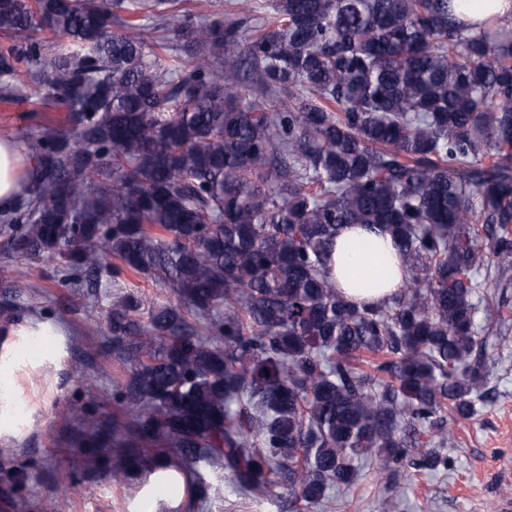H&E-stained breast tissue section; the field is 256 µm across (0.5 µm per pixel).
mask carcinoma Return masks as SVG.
<instances>
[{
	"mask_svg": "<svg viewBox=\"0 0 512 512\" xmlns=\"http://www.w3.org/2000/svg\"><path fill=\"white\" fill-rule=\"evenodd\" d=\"M182 2L0 0V101L35 84L63 113L17 136L37 167L0 211L9 257L61 260L87 309L126 271L179 300L112 302L134 363L109 428L83 416V473L204 460L317 508L372 461L385 494L406 465L448 469L446 422L489 394L479 330L507 322L473 295L483 269L512 281V10L474 30L450 0ZM350 224L406 266L379 304L330 276Z\"/></svg>",
	"mask_w": 512,
	"mask_h": 512,
	"instance_id": "1",
	"label": "carcinoma"
}]
</instances>
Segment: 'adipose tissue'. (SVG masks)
Masks as SVG:
<instances>
[{
  "instance_id": "1",
  "label": "adipose tissue",
  "mask_w": 512,
  "mask_h": 512,
  "mask_svg": "<svg viewBox=\"0 0 512 512\" xmlns=\"http://www.w3.org/2000/svg\"><path fill=\"white\" fill-rule=\"evenodd\" d=\"M33 167V159L12 135L0 133V210L10 208L24 194ZM330 265L339 291L357 303L382 301L405 276L390 235L361 224L340 230Z\"/></svg>"
}]
</instances>
